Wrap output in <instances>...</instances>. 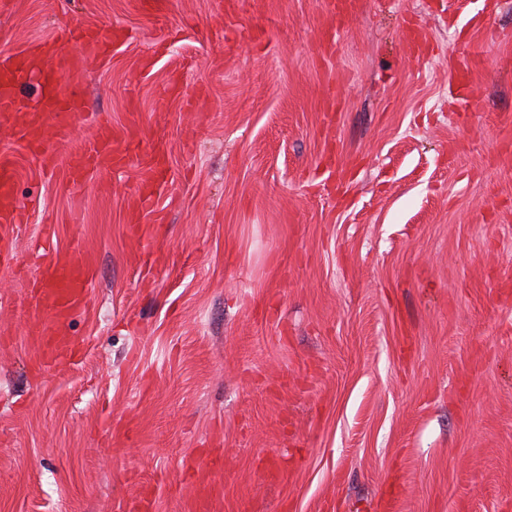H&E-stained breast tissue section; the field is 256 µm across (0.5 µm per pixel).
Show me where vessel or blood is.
Wrapping results in <instances>:
<instances>
[{
  "mask_svg": "<svg viewBox=\"0 0 512 512\" xmlns=\"http://www.w3.org/2000/svg\"><path fill=\"white\" fill-rule=\"evenodd\" d=\"M111 48V31L78 27L38 42L30 50L0 53V126L13 130L17 141L38 159L42 169L52 170L59 164L57 152L46 142L47 129H55L58 137H66L72 117L83 109L85 90L72 81V74L84 68L90 59L105 56ZM35 72L43 79V94L38 104L29 107L17 96L16 86L21 78ZM128 156V149L116 145L111 128L103 126L73 162L71 175L78 180L88 171L120 165ZM16 176L15 153L1 151L0 266L4 268L12 267L15 261L7 239L14 227L24 221L15 198ZM39 269L30 297L42 319L31 332L45 339V363L73 360L76 352L63 330L71 317L85 308L94 282L92 261L52 246Z\"/></svg>",
  "mask_w": 512,
  "mask_h": 512,
  "instance_id": "1",
  "label": "vessel or blood"
}]
</instances>
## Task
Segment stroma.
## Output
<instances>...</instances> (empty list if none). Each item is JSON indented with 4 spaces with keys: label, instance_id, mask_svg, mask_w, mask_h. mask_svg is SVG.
<instances>
[{
    "label": "stroma",
    "instance_id": "1",
    "mask_svg": "<svg viewBox=\"0 0 512 512\" xmlns=\"http://www.w3.org/2000/svg\"><path fill=\"white\" fill-rule=\"evenodd\" d=\"M335 2L0 13V52L121 32L63 165L0 128V512H512V0ZM101 125L135 154L72 182ZM49 224L96 273L45 370ZM17 176V158L12 151L0 152V266L11 268L14 261L17 262L12 249L9 246V235L24 221V215L20 211L15 198Z\"/></svg>",
    "mask_w": 512,
    "mask_h": 512
}]
</instances>
